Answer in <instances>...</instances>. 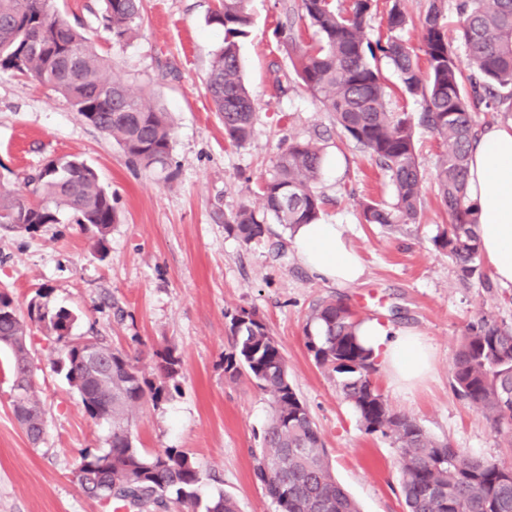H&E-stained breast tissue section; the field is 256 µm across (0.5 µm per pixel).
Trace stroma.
I'll return each mask as SVG.
<instances>
[{
    "mask_svg": "<svg viewBox=\"0 0 512 512\" xmlns=\"http://www.w3.org/2000/svg\"><path fill=\"white\" fill-rule=\"evenodd\" d=\"M55 7L86 34L114 73L150 95L173 126L170 164L144 168L76 112L68 98L31 79L0 72V187L24 192V180L48 160L77 156L90 165L119 216L97 250L75 224L24 231L0 227V290L19 309L36 294L73 312V333L95 336L156 373L158 353L181 360L179 388L159 404L133 412L132 438L147 452L177 448L203 471L196 512L218 494L239 512H275L254 476L253 451L269 416L266 396L247 380L224 375L231 348L228 316L255 310L281 345L292 383L324 441L337 481L361 512H405L399 450L364 432L344 399L340 378L317 367L304 327L321 299L348 303L361 319L378 318L420 333L433 352L431 372L401 389L384 364L370 378L389 406L416 418L434 439L464 454L512 463V449L490 421L455 393L451 362L467 325L486 315L512 327V287L458 280L433 237L448 222L435 183L436 139L416 128L423 171V207L416 222L389 231L361 223L360 204L394 201V190L368 154L346 140L333 117L307 91L273 35L291 23L311 42L299 0H248L252 26L240 42L245 85L257 108L250 141L224 137L204 83L224 42L209 23L213 0H143L138 33L118 44L102 21L101 0H56ZM314 140L324 158L342 155V170L323 167L317 184L325 224H340L360 252L364 275L343 285L318 278L291 244H243L224 228L241 204L260 208L261 186L278 153ZM37 394L45 433L31 443L12 409V356L0 348V512H110L87 496L76 477L83 451L107 446L109 426L91 419L78 392L51 364L54 343L32 327Z\"/></svg>",
    "mask_w": 512,
    "mask_h": 512,
    "instance_id": "1",
    "label": "stroma"
}]
</instances>
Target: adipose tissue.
<instances>
[{
	"label": "adipose tissue",
	"mask_w": 512,
	"mask_h": 512,
	"mask_svg": "<svg viewBox=\"0 0 512 512\" xmlns=\"http://www.w3.org/2000/svg\"><path fill=\"white\" fill-rule=\"evenodd\" d=\"M467 196L478 210L481 252L494 279L512 285V122L485 127L469 147ZM292 247L311 272L339 284L361 279V256L338 224H303ZM360 343L399 380L408 382L431 368L432 352L421 334L374 318L357 328Z\"/></svg>",
	"instance_id": "1"
}]
</instances>
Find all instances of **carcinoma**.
<instances>
[{
	"instance_id": "obj_1",
	"label": "carcinoma",
	"mask_w": 512,
	"mask_h": 512,
	"mask_svg": "<svg viewBox=\"0 0 512 512\" xmlns=\"http://www.w3.org/2000/svg\"><path fill=\"white\" fill-rule=\"evenodd\" d=\"M300 8L316 36L314 43L303 47L292 29H275L297 77L395 189L391 206L363 202L362 222L396 228L416 218L423 175L414 131L424 127L441 145L435 180L448 211V224L433 237V245L454 263L460 281L486 283L475 209L466 195L469 146L475 135L474 112L481 105L512 113V0H455L460 20L454 39L445 30V0H427L417 47L401 36L411 22L406 0H387L386 33L374 41L366 27L377 11L376 0H350L343 9L332 0H300ZM141 13L142 0H103L102 20L117 43L134 34ZM210 22L224 28V44L206 73L207 92L224 124V137L243 145L255 120L238 48L251 25L247 0H217ZM384 62L393 68L404 93L422 99L421 112L390 109ZM109 69L107 60L51 0H0V70L20 73L63 94L132 162L145 168L165 166L173 143L166 113ZM321 168L322 150L315 143L289 144L262 186V211L241 206L224 219L225 230L247 245L271 233L268 215L290 231L299 224L318 223L324 199L315 184ZM26 187V195L0 190V224L17 229L24 224L30 230L67 220L93 229L98 249H106L118 216L97 173L84 160H50L28 178ZM74 322L68 309L50 308L35 298L24 315L9 293L0 291V346L12 354L11 406L28 439L36 444L44 434L37 367L28 347L35 323L58 344L52 364L77 390L87 414L110 425L108 447L81 454L77 479L84 492L101 502L115 501L126 512L167 509L172 501L194 506L204 474L189 456L177 448L144 452L134 446L130 432L131 409L165 398L169 383L180 376L179 358L170 349L158 353L161 382L156 383L127 354L91 336L101 359L112 364L110 374L92 372L79 357L81 338L72 337ZM359 324L345 302L321 300L306 323L305 346L317 366L345 375L342 392L365 433H379L398 445L406 512H512L511 466L470 458L431 438L415 418L389 407L369 378L375 358L358 340ZM229 333L233 344L224 355V373L232 379L246 377L268 398L270 414L254 455V474L276 512H360L333 475L318 427L266 323L256 311L242 308L230 315ZM451 372L457 395L491 421L512 447V327L485 315L470 322ZM206 512L238 508L220 494Z\"/></svg>"
}]
</instances>
